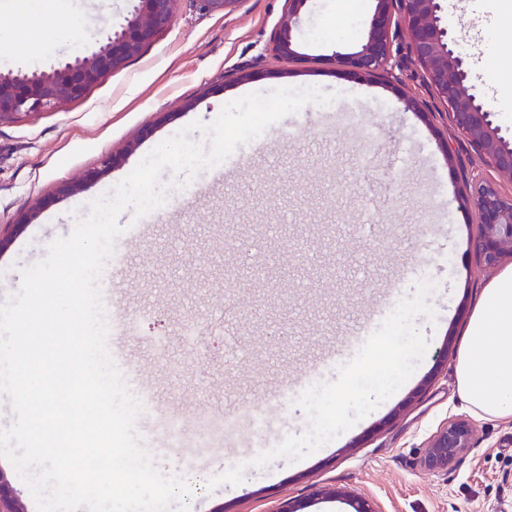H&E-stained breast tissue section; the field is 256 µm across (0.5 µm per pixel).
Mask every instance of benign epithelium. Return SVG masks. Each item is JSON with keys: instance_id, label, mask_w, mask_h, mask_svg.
Instances as JSON below:
<instances>
[{"instance_id": "obj_1", "label": "benign epithelium", "mask_w": 512, "mask_h": 512, "mask_svg": "<svg viewBox=\"0 0 512 512\" xmlns=\"http://www.w3.org/2000/svg\"><path fill=\"white\" fill-rule=\"evenodd\" d=\"M210 13L226 15L241 0H203ZM287 9L274 34V50L291 56L296 18L305 0H285ZM365 43L351 54L334 53L336 67L360 76L393 77L406 61L418 65L437 100L445 107L453 131L483 163L501 177H512V136L496 114L468 84L465 57L444 23L447 0H375ZM177 0H135L121 27L96 49L74 56L49 72H0V122L33 117L85 97L88 90L126 66L143 48L171 28ZM466 200L479 219L474 249L486 264L512 257V194L486 180L464 181ZM475 431L463 418H452L427 443L424 464L444 469L473 447ZM0 512H26L24 502L0 470Z\"/></svg>"}]
</instances>
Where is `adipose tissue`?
<instances>
[{"instance_id": "1", "label": "adipose tissue", "mask_w": 512, "mask_h": 512, "mask_svg": "<svg viewBox=\"0 0 512 512\" xmlns=\"http://www.w3.org/2000/svg\"><path fill=\"white\" fill-rule=\"evenodd\" d=\"M16 17L58 19L55 38L81 35L80 19L66 15L63 0H0ZM459 397L483 419L512 420V266L487 284L474 304L456 366Z\"/></svg>"}]
</instances>
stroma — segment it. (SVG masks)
Returning a JSON list of instances; mask_svg holds the SVG:
<instances>
[{
  "label": "stroma",
  "instance_id": "1",
  "mask_svg": "<svg viewBox=\"0 0 512 512\" xmlns=\"http://www.w3.org/2000/svg\"><path fill=\"white\" fill-rule=\"evenodd\" d=\"M375 0H305L295 53L282 58L272 37L285 0H241L225 16L202 0H177L173 26L127 65L60 110L0 123V302L21 270L71 234L91 201L124 179L145 155L193 121L212 122L228 102L276 87L336 93L334 125L322 106L289 115L264 133L269 149L210 195L195 177L164 171L175 201L156 211L145 236L116 241L115 314L131 378L181 424L178 446L145 448L171 473L245 465L244 480L191 492L194 512H512V421L471 417L455 368L474 303L501 268L472 246L474 209L464 175L493 178L467 150L448 160L455 134L416 66L397 80L355 77L329 62L358 51ZM133 0H67L87 35L123 22ZM504 0H454L446 23L473 83L498 122L512 129V34L499 25ZM51 22L24 38L39 49L18 55L0 40V71L47 69L87 50L80 39L45 40ZM294 127L284 140L280 129ZM382 129L367 155L366 130ZM428 278L436 316L416 317L429 348L409 380L351 429L298 462L250 466L285 435L303 434L300 409L270 412L263 432L243 429L230 448L208 430L211 416L264 410L275 388L311 371L336 379L324 353L341 349L379 300L396 306ZM470 419L474 448L445 470L421 458L449 417Z\"/></svg>",
  "mask_w": 512,
  "mask_h": 512
}]
</instances>
